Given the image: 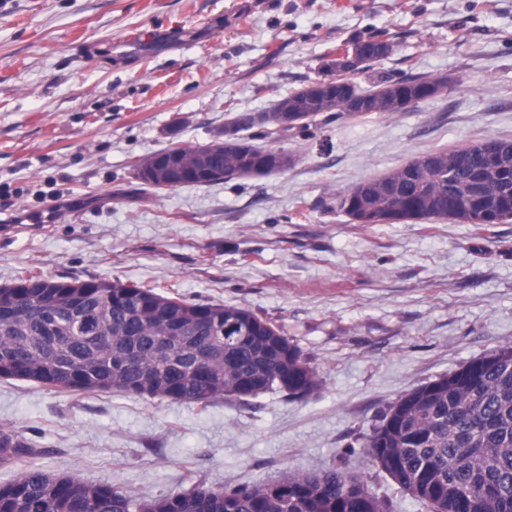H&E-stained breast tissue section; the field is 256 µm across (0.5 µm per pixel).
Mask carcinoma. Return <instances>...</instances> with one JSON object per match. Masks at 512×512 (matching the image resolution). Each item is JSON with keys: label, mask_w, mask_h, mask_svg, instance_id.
<instances>
[{"label": "carcinoma", "mask_w": 512, "mask_h": 512, "mask_svg": "<svg viewBox=\"0 0 512 512\" xmlns=\"http://www.w3.org/2000/svg\"><path fill=\"white\" fill-rule=\"evenodd\" d=\"M355 45L382 49L359 71L389 56L394 43L372 32ZM448 79L423 75L379 80L361 91L356 84L314 94L306 87L276 101L261 124L241 116L225 123L212 140L171 146L186 172L184 184L209 185L283 173L294 163L281 148L257 139L305 136L323 112L359 118L400 112L409 95L434 97ZM369 101L361 112L348 101ZM259 131L248 136L243 132ZM473 207L494 205L499 223L512 219V136L490 139L486 154L464 147L422 153L405 166L369 178L336 195L339 211L355 224L452 220L479 223L448 199ZM85 318L75 322L71 311ZM190 327L201 340L212 333L224 351H208L205 372L188 363L164 366L161 343ZM499 359L477 358L440 380L401 394L363 445V453L426 512H512V345ZM0 378L35 382L57 392L107 393L166 399L207 407L218 400L281 392L305 398L321 386L300 347L279 327L230 304L193 303L152 288L90 278L65 280L29 272L0 285ZM38 454L21 432L0 429V465ZM0 512H390L362 481L336 467L290 475L273 482L139 499L112 484H87L69 474L22 470L0 484Z\"/></svg>", "instance_id": "carcinoma-1"}]
</instances>
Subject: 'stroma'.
<instances>
[{"mask_svg":"<svg viewBox=\"0 0 512 512\" xmlns=\"http://www.w3.org/2000/svg\"><path fill=\"white\" fill-rule=\"evenodd\" d=\"M372 30L371 72L444 77L393 116L316 117L287 172L147 196L134 163L208 142L319 79ZM512 135V0H0V284L27 271L120 279L233 304L283 329L321 387L208 407L71 396L0 379V428L36 456L0 467L142 498L329 466L391 512H424L361 448L406 390L512 345V223L354 224L337 192L441 147Z\"/></svg>","mask_w":512,"mask_h":512,"instance_id":"stroma-1","label":"stroma"}]
</instances>
